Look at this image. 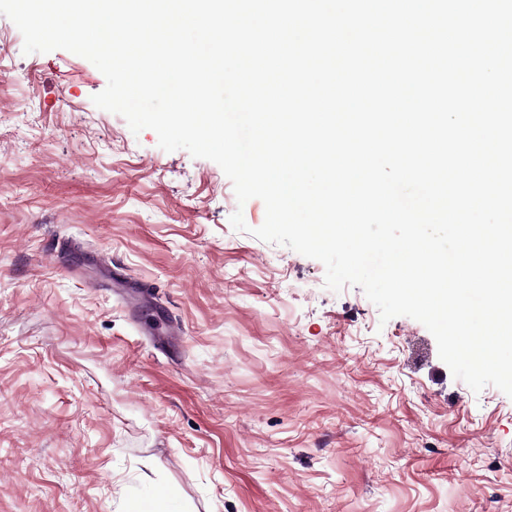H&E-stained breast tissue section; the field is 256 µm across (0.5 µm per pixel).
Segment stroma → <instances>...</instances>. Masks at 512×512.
<instances>
[{"instance_id": "stroma-1", "label": "stroma", "mask_w": 512, "mask_h": 512, "mask_svg": "<svg viewBox=\"0 0 512 512\" xmlns=\"http://www.w3.org/2000/svg\"><path fill=\"white\" fill-rule=\"evenodd\" d=\"M105 86L0 15V512H512V398L236 231L263 202Z\"/></svg>"}]
</instances>
